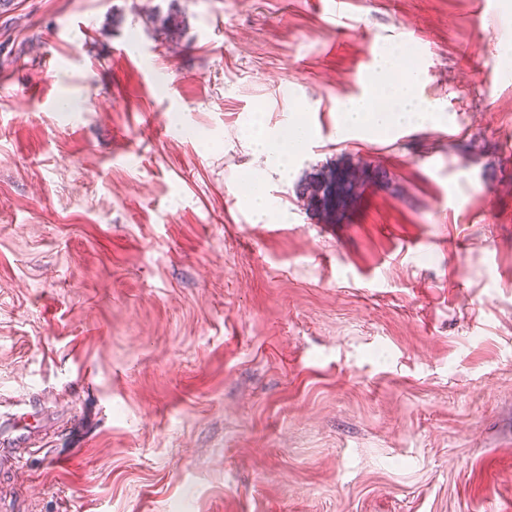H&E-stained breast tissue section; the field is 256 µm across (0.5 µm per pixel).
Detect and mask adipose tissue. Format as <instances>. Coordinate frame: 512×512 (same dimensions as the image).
Returning a JSON list of instances; mask_svg holds the SVG:
<instances>
[{
  "label": "adipose tissue",
  "mask_w": 512,
  "mask_h": 512,
  "mask_svg": "<svg viewBox=\"0 0 512 512\" xmlns=\"http://www.w3.org/2000/svg\"><path fill=\"white\" fill-rule=\"evenodd\" d=\"M396 58V51L381 53L375 61L369 92L340 107L343 129L354 131L359 139L373 141L405 127L437 126L442 121V107L423 105L418 95L419 72L396 75ZM247 137L254 152L284 176L305 150L308 130L298 123L284 135L257 119Z\"/></svg>",
  "instance_id": "ef3b65f1"
}]
</instances>
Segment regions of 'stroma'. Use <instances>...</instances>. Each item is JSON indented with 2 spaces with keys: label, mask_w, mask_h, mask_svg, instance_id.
<instances>
[{
  "label": "stroma",
  "mask_w": 512,
  "mask_h": 512,
  "mask_svg": "<svg viewBox=\"0 0 512 512\" xmlns=\"http://www.w3.org/2000/svg\"><path fill=\"white\" fill-rule=\"evenodd\" d=\"M396 46L448 121L341 140ZM509 46L512 0H14L0 512H512ZM258 116L310 129L287 178ZM173 5L174 3L170 5L166 14L152 13L146 19L155 26L158 37H161L162 41L165 40V44L177 42L175 37L180 33L183 24L179 11L173 9Z\"/></svg>",
  "instance_id": "stroma-1"
}]
</instances>
